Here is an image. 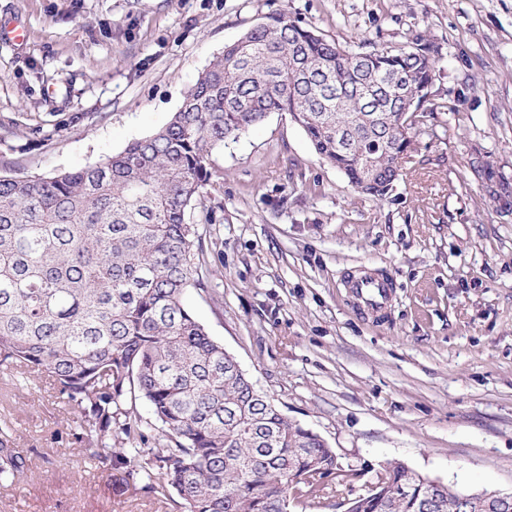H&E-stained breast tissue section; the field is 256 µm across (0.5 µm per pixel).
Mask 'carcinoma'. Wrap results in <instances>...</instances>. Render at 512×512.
<instances>
[{
  "mask_svg": "<svg viewBox=\"0 0 512 512\" xmlns=\"http://www.w3.org/2000/svg\"><path fill=\"white\" fill-rule=\"evenodd\" d=\"M437 55L422 35L342 46L280 13L225 46L155 133L51 177L0 174V368L52 378L79 412L83 453L175 491L185 512H289L324 493V475L351 485L361 473L338 471L321 436L228 370L183 294L203 285L197 224L215 220L204 203L215 150L286 112L354 190L383 199L426 114L455 111L436 101ZM392 78L413 105L386 87ZM340 125L352 133L338 148ZM137 399L161 424L152 448ZM27 469L1 429L0 482ZM381 470L346 512H423L435 480L398 462Z\"/></svg>",
  "mask_w": 512,
  "mask_h": 512,
  "instance_id": "cac0c4a2",
  "label": "carcinoma"
}]
</instances>
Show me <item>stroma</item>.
Here are the masks:
<instances>
[{"instance_id": "stroma-1", "label": "stroma", "mask_w": 512, "mask_h": 512, "mask_svg": "<svg viewBox=\"0 0 512 512\" xmlns=\"http://www.w3.org/2000/svg\"><path fill=\"white\" fill-rule=\"evenodd\" d=\"M285 13L345 45L425 35L449 111L427 114L384 199L355 192L285 112L213 159L216 221L199 227L202 287L185 302L289 420L363 478L305 512H344L381 464L457 489L512 491V0H0L27 30L0 42V159L14 177L93 164L151 135L198 74ZM394 280L362 318L345 286ZM29 468L0 482V512H184L85 459L78 412L45 377L0 374V429Z\"/></svg>"}]
</instances>
